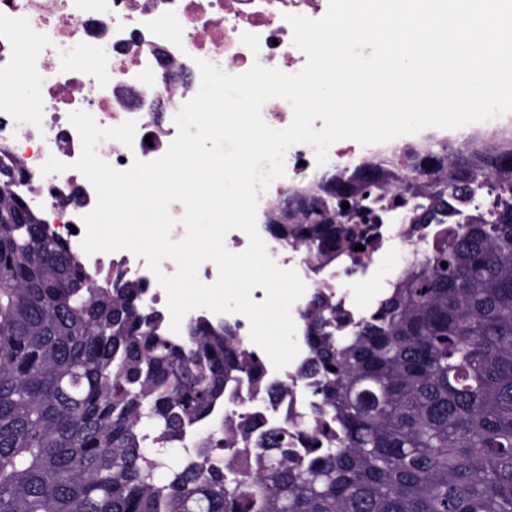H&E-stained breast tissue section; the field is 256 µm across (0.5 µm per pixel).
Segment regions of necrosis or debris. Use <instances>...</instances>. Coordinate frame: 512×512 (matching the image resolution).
Here are the masks:
<instances>
[{
    "label": "necrosis or debris",
    "instance_id": "4bbe7bcc",
    "mask_svg": "<svg viewBox=\"0 0 512 512\" xmlns=\"http://www.w3.org/2000/svg\"><path fill=\"white\" fill-rule=\"evenodd\" d=\"M328 4L329 0H0V147L20 175L16 192L49 232L80 254L96 278L138 282L148 305L165 303L166 293L144 258L127 250L90 256L82 252V217L93 209L96 194L73 168L81 140L69 121L70 112L87 111L103 127L136 121L133 146L115 140L99 145V156L113 167L128 168L136 159L154 160L176 137L174 117L200 86L197 59L233 75L244 73L256 61L298 73L307 58L293 45L286 17L318 19ZM245 32L258 36V52L242 44ZM22 33L38 43L37 52H18ZM20 72L40 84V97L29 98L25 87L15 82ZM419 145V139L410 135L368 146L344 139L331 146L327 163L320 166L311 146L297 144L289 149L285 164L321 180L370 172L387 157L408 158ZM51 156L67 163V170L42 175L40 167ZM491 206L487 198H457L425 215L404 190L390 191L359 216L364 233L358 245H344L332 260L311 258L266 236L277 264L296 270L306 284L305 295L291 310L297 329H304L311 295L318 289L335 304L345 329H352L378 307L374 301L360 303L356 289L391 287L398 281V273L378 275L389 255H399L401 270L408 269L417 245L454 227L460 216H477ZM226 320L238 327L244 347L260 362L262 380L237 388L224 405L225 425L245 414L266 429L294 426L312 401L309 382L300 372L307 349L275 370L252 343L248 319L230 314ZM271 386L279 387L277 397L268 395Z\"/></svg>",
    "mask_w": 512,
    "mask_h": 512
}]
</instances>
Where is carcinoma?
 I'll use <instances>...</instances> for the list:
<instances>
[{
  "mask_svg": "<svg viewBox=\"0 0 512 512\" xmlns=\"http://www.w3.org/2000/svg\"><path fill=\"white\" fill-rule=\"evenodd\" d=\"M512 141L472 168L429 149L376 180L417 198L497 197L417 248L379 309L337 333L306 314L314 404L293 434L242 415L254 474L224 459V422L185 447L261 368L236 328L201 317L171 336L129 280H95L13 189L0 161V512H512ZM332 178L274 206L267 231L322 258L353 234ZM446 266H441V263ZM335 370H330V367ZM163 448L184 449L175 464Z\"/></svg>",
  "mask_w": 512,
  "mask_h": 512,
  "instance_id": "cac0c4a2",
  "label": "carcinoma"
}]
</instances>
